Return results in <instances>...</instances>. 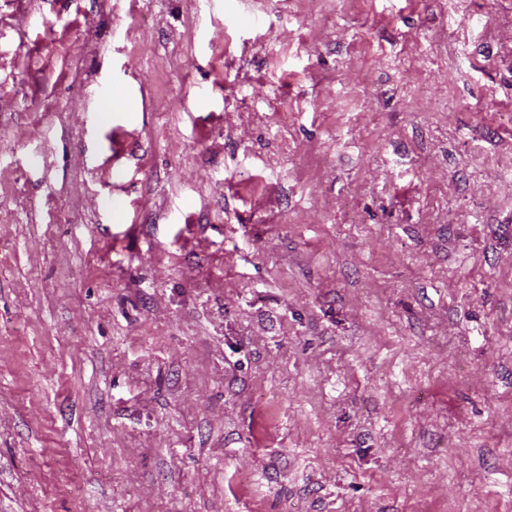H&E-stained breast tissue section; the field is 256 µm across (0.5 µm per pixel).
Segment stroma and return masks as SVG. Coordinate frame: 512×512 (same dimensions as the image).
<instances>
[{
	"instance_id": "obj_1",
	"label": "stroma",
	"mask_w": 512,
	"mask_h": 512,
	"mask_svg": "<svg viewBox=\"0 0 512 512\" xmlns=\"http://www.w3.org/2000/svg\"><path fill=\"white\" fill-rule=\"evenodd\" d=\"M0 512H512V0H0Z\"/></svg>"
}]
</instances>
